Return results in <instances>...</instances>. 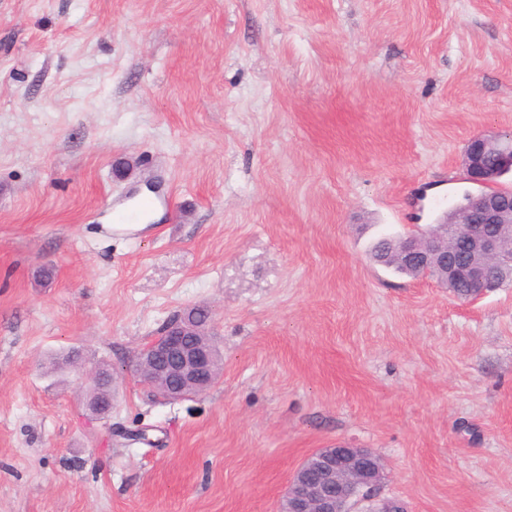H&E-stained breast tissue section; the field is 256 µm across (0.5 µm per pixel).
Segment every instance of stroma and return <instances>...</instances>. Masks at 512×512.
I'll use <instances>...</instances> for the list:
<instances>
[{"instance_id":"obj_1","label":"stroma","mask_w":512,"mask_h":512,"mask_svg":"<svg viewBox=\"0 0 512 512\" xmlns=\"http://www.w3.org/2000/svg\"><path fill=\"white\" fill-rule=\"evenodd\" d=\"M510 130L512 0H0V512H279L338 444L408 512H512V287L371 258ZM198 306L220 377L153 398ZM198 308L178 312L164 325L161 337L136 356L134 371L140 384L165 400L198 394L213 385L215 349L199 336H212L210 314L198 318Z\"/></svg>"}]
</instances>
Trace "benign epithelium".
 <instances>
[{"mask_svg":"<svg viewBox=\"0 0 512 512\" xmlns=\"http://www.w3.org/2000/svg\"><path fill=\"white\" fill-rule=\"evenodd\" d=\"M462 165L468 182L481 190L468 192L439 222L398 238L391 251L409 272H430L452 291L464 283L484 295L512 273V249L492 232L512 226V191L496 190L500 167L512 168V135L472 138ZM450 224L461 225L462 232L448 235ZM209 335L210 317H198L196 308L177 313L161 337L137 353L140 384L168 400L210 388L215 349L200 341ZM383 470L382 459L366 448H320L294 472L281 512H356L363 504L408 512L400 501L381 496Z\"/></svg>","mask_w":512,"mask_h":512,"instance_id":"1","label":"benign epithelium"}]
</instances>
